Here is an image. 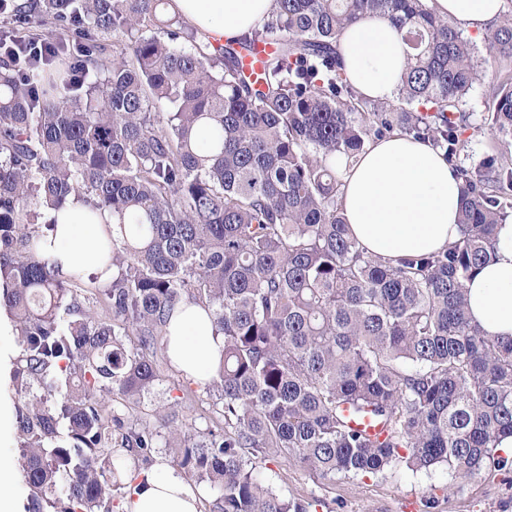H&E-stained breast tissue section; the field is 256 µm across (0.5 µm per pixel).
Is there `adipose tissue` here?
<instances>
[{"label":"adipose tissue","instance_id":"ef3b65f1","mask_svg":"<svg viewBox=\"0 0 512 512\" xmlns=\"http://www.w3.org/2000/svg\"><path fill=\"white\" fill-rule=\"evenodd\" d=\"M504 0H429L440 17L474 37L497 23ZM273 0H171L181 15L206 35L234 40L266 22ZM336 51L362 97L391 100L405 67L400 34L386 17L373 14L348 26ZM340 204L359 245L373 255L398 258L442 251L461 234L462 182L428 143L395 134L371 143L353 164L337 161ZM91 209L72 201L57 213L54 254L63 270L101 271L104 222H89ZM469 316L488 335L512 339V219L497 227V257L468 282ZM222 337L213 333L202 305L185 304L169 326L168 354L189 378L214 376ZM125 512H200V494L165 464L144 471Z\"/></svg>","mask_w":512,"mask_h":512}]
</instances>
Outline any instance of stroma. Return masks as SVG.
<instances>
[{
	"mask_svg": "<svg viewBox=\"0 0 512 512\" xmlns=\"http://www.w3.org/2000/svg\"><path fill=\"white\" fill-rule=\"evenodd\" d=\"M494 73L493 62H483L482 82L465 106L472 125L459 156L465 166L482 163L496 146L483 125L482 107ZM261 471L276 491L317 501V512H512V482L500 475L455 479L442 469L415 474L398 464L369 477L323 476L293 460L263 461ZM433 495L438 501L430 509L425 502Z\"/></svg>",
	"mask_w": 512,
	"mask_h": 512,
	"instance_id": "35a3bbf8",
	"label": "stroma"
}]
</instances>
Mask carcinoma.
<instances>
[{"instance_id": "obj_1", "label": "carcinoma", "mask_w": 512, "mask_h": 512, "mask_svg": "<svg viewBox=\"0 0 512 512\" xmlns=\"http://www.w3.org/2000/svg\"><path fill=\"white\" fill-rule=\"evenodd\" d=\"M169 0H0V309L20 353L17 451L27 512H114L124 473L155 449L213 495L212 512H311L267 485L256 460L321 475L402 463L471 478L512 473V340L467 314L469 280L495 258L512 209V10L485 38L498 62L487 120L502 149L459 167L461 237L398 259L366 254L339 203L336 157L395 133L455 161L480 81L473 42L427 0H276L262 27L212 50ZM379 13L401 32L398 94H358L343 30ZM272 46L254 79L242 56ZM82 200L112 214V278L81 295L40 223ZM186 302L224 337L206 427L181 401L125 418L172 367L167 330ZM369 414L381 431H358Z\"/></svg>"}]
</instances>
